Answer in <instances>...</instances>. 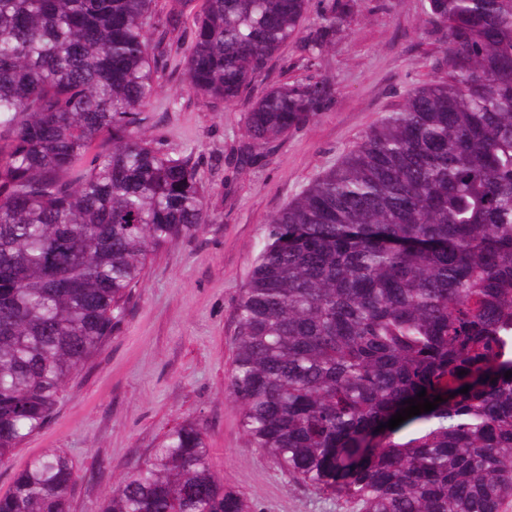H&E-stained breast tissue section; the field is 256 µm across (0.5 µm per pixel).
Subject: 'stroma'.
<instances>
[{"instance_id":"stroma-1","label":"stroma","mask_w":512,"mask_h":512,"mask_svg":"<svg viewBox=\"0 0 512 512\" xmlns=\"http://www.w3.org/2000/svg\"><path fill=\"white\" fill-rule=\"evenodd\" d=\"M352 6L356 21L321 56L306 60L297 41L283 43L247 91L228 103L187 87L195 8L186 10L179 31L155 44L161 71L141 134L164 151L192 153L215 221L153 254L122 332L68 380L46 426L0 468V495L34 457L61 450L77 473L71 512H95L116 477L140 465L164 433L197 421L206 428L214 470L251 512H367L317 492L250 447L240 408L225 391L236 301L271 218L442 66L422 0H353ZM310 75L334 82L329 110L292 129L260 165L239 169L236 152L251 104L275 85Z\"/></svg>"}]
</instances>
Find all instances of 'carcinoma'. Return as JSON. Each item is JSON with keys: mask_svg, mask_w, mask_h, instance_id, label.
<instances>
[{"mask_svg": "<svg viewBox=\"0 0 512 512\" xmlns=\"http://www.w3.org/2000/svg\"><path fill=\"white\" fill-rule=\"evenodd\" d=\"M154 0H0V466L124 327L149 254L214 221L192 156L141 136ZM191 0H171L167 34ZM202 0L189 90L240 98L280 45L315 59L348 0ZM442 71L266 226L226 390L250 447L371 512H499L512 494V0H423ZM315 76L247 112L238 167L328 110ZM469 387L468 392L461 389ZM426 391L442 401L387 427ZM32 459L0 512H71ZM96 512H249L184 423Z\"/></svg>", "mask_w": 512, "mask_h": 512, "instance_id": "1", "label": "carcinoma"}]
</instances>
